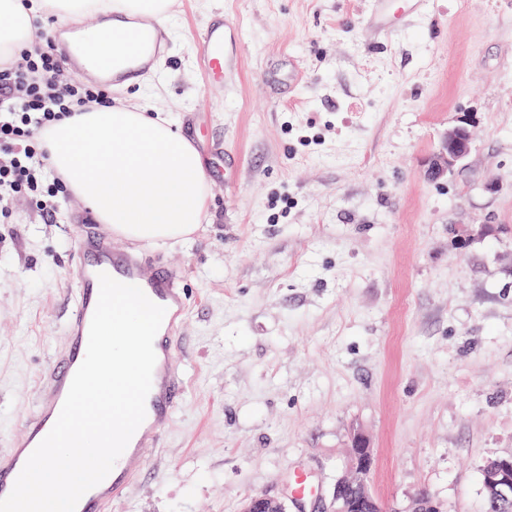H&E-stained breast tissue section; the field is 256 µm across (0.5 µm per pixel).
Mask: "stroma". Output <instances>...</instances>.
<instances>
[{"label":"stroma","instance_id":"1","mask_svg":"<svg viewBox=\"0 0 512 512\" xmlns=\"http://www.w3.org/2000/svg\"><path fill=\"white\" fill-rule=\"evenodd\" d=\"M368 12L175 0L168 59L136 89L83 74L176 133L206 125L221 148L202 154L199 231L141 246L192 298L175 340L187 395L112 512H242L261 494L328 512L357 432L385 512L422 494L484 512L479 470L512 453V0H431L388 40ZM221 15L244 29L230 98L196 54ZM464 115L470 154L429 177ZM85 213L71 195L46 224L19 198L0 224V451L65 349ZM459 227L475 232L467 245Z\"/></svg>","mask_w":512,"mask_h":512}]
</instances>
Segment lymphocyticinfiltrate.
Masks as SVG:
<instances>
[{"label":"lymphocytic infiltrate","mask_w":512,"mask_h":512,"mask_svg":"<svg viewBox=\"0 0 512 512\" xmlns=\"http://www.w3.org/2000/svg\"><path fill=\"white\" fill-rule=\"evenodd\" d=\"M106 101L103 90L66 75L50 42H33L20 61L0 63V224L10 223L9 203L19 197L35 205L44 223H56L68 189L51 170L39 135Z\"/></svg>","instance_id":"lymphocytic-infiltrate-1"}]
</instances>
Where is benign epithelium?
<instances>
[{
  "mask_svg": "<svg viewBox=\"0 0 512 512\" xmlns=\"http://www.w3.org/2000/svg\"><path fill=\"white\" fill-rule=\"evenodd\" d=\"M469 126L471 120L462 116L443 133L429 162L431 177L452 173L468 157L472 148ZM352 445L348 450L347 471L336 480L333 489L331 512H356L358 506L376 500L369 483L374 466L373 449L360 432L353 435ZM481 472L483 488L490 498L505 502L512 499V455L487 460ZM245 512H285V505L277 497L262 494L249 501Z\"/></svg>",
  "mask_w": 512,
  "mask_h": 512,
  "instance_id": "7a95c632",
  "label": "benign epithelium"
}]
</instances>
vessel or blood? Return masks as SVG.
Returning <instances> with one entry per match:
<instances>
[{
    "mask_svg": "<svg viewBox=\"0 0 512 512\" xmlns=\"http://www.w3.org/2000/svg\"><path fill=\"white\" fill-rule=\"evenodd\" d=\"M367 23L375 30L389 34L397 30L403 18L425 13L429 0H370ZM86 26L67 27L72 46L71 60L77 72L95 68L108 72L106 57L88 52ZM165 30L154 27H133L115 30L111 40L131 63L124 79H134L140 66L155 64L164 53ZM243 42V30L238 22L215 20L201 29L196 45L208 81L223 84L225 96L235 93L234 85L226 81V73L237 59ZM74 307L65 323L67 348L43 376V387L32 421L14 437L5 452L0 453V498L6 497L28 457L55 424L68 393L73 376L83 362L89 328L99 296V275L107 273L114 279L140 287L147 297L166 310L154 339L156 363L152 387L146 399V417L130 439L112 469L97 486L87 491L77 504L76 512H110L120 503L133 483L150 467V461L164 429L171 423L184 396V373L175 360L173 342L190 311V301L179 283L177 272L150 268L143 252L116 250L110 237L88 226L76 244Z\"/></svg>",
    "mask_w": 512,
    "mask_h": 512,
    "instance_id": "1",
    "label": "vessel or blood"
}]
</instances>
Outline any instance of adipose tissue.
I'll use <instances>...</instances> for the list:
<instances>
[{
	"label": "adipose tissue",
	"mask_w": 512,
	"mask_h": 512,
	"mask_svg": "<svg viewBox=\"0 0 512 512\" xmlns=\"http://www.w3.org/2000/svg\"><path fill=\"white\" fill-rule=\"evenodd\" d=\"M172 0H0V57L25 49L39 20L113 15L112 26L87 34L100 53L112 52L109 28L139 17L164 23ZM49 162L74 195L113 234L132 241L176 242L200 224L208 200L201 157L141 104H105L50 127L43 135Z\"/></svg>",
	"instance_id": "adipose-tissue-1"
}]
</instances>
